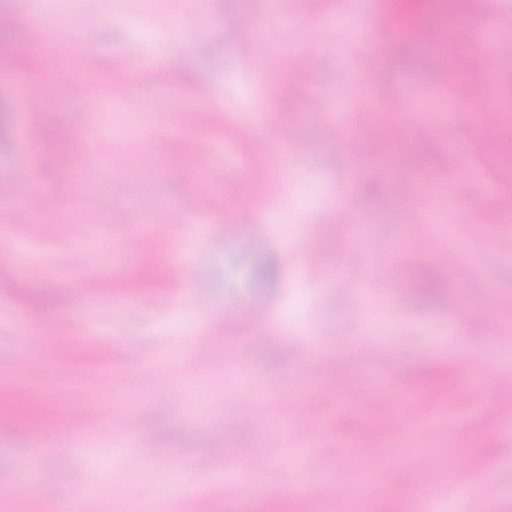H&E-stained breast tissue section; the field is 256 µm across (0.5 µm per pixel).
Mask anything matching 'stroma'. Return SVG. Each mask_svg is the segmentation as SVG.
I'll return each mask as SVG.
<instances>
[{
	"label": "stroma",
	"mask_w": 512,
	"mask_h": 512,
	"mask_svg": "<svg viewBox=\"0 0 512 512\" xmlns=\"http://www.w3.org/2000/svg\"><path fill=\"white\" fill-rule=\"evenodd\" d=\"M30 3L0 0L8 24L0 35V182L22 196H51L57 221L31 228L18 255L16 230L0 216V392L23 384L31 337L42 336L50 372L42 396L54 425L39 429L0 413V487L37 478L27 505L0 499V512H55L68 501L96 512L106 492L118 512H138L158 496L162 475L193 474L201 458L217 475L244 448L272 458L247 475L267 499L224 494L216 475L201 476V505L180 501L168 512H266L296 478L320 479L293 461L300 432H314L334 461L347 444L385 446L384 435L365 430L390 423L397 398L369 391L366 371L405 351L412 358L402 393L448 379L447 392L411 412L414 448L438 454L425 475L411 451L378 465L384 496L357 512H411L417 490L430 512H512V363L486 353L512 349V253L489 241L512 235V222L494 226L485 217L492 203L512 213V59L473 69L469 44L449 52L442 44L452 20L468 16L512 40V0H447L446 10L417 20L430 44L399 41L366 77L346 68L363 50L346 27L353 0H44L48 25L37 31L26 17ZM244 14L263 23L253 58L239 51L251 37ZM316 36L326 63L297 70L287 48L308 49ZM25 41L40 48L38 58L15 55ZM128 58L139 61L130 93L155 115L147 127L125 99L111 97L112 66ZM62 64L90 82L92 95L59 93L41 111L22 109V96ZM202 76L204 100L195 94ZM462 78L484 90L473 120L489 107L500 111V125L480 140L455 119ZM366 83L378 114L360 109ZM261 107L275 115L258 132L266 143L259 149L238 125ZM339 112L350 127L381 118L409 132L373 143L354 162L348 127L334 121ZM85 130L98 134L112 181L130 183L127 193L110 184L78 191ZM137 139L142 147L130 149ZM198 140L210 141L211 152L199 154ZM452 149L462 159L455 169ZM353 162L360 175L351 182ZM249 166L263 173L262 184L243 177ZM228 183L237 186L231 211ZM465 183L476 192L459 193ZM348 192L356 223L340 204ZM186 197L200 207L177 211ZM75 212L88 226L78 239L67 231ZM128 213L145 223H120ZM153 224L167 234L142 250ZM360 235L371 266L393 286L368 295L356 313L341 294L358 285L351 247ZM309 242L320 248L313 268L299 255ZM255 298L266 302L269 321L250 319ZM188 307L207 341L201 352H182L185 338L173 325ZM155 359L167 377L151 368ZM355 392L364 396L359 414L337 415V403ZM126 412L139 419L141 446H129L120 430ZM74 438L84 447L70 450ZM36 445L41 455L32 454ZM152 447L165 456L149 455ZM452 451L468 457L469 469L492 473L464 504L456 489L469 469L454 470Z\"/></svg>",
	"instance_id": "obj_1"
}]
</instances>
